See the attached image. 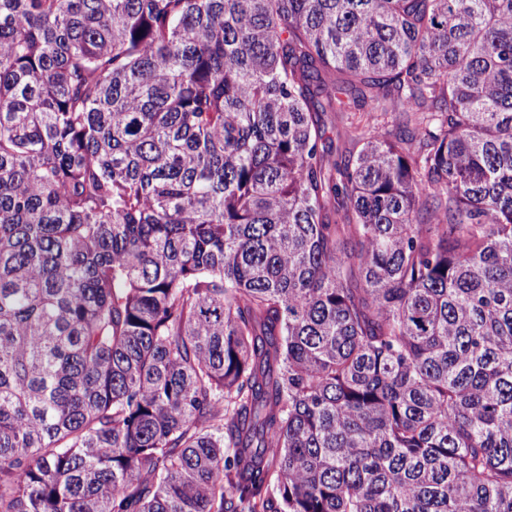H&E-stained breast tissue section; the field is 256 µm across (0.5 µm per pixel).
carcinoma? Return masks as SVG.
I'll list each match as a JSON object with an SVG mask.
<instances>
[{"instance_id":"carcinoma-1","label":"carcinoma","mask_w":512,"mask_h":512,"mask_svg":"<svg viewBox=\"0 0 512 512\" xmlns=\"http://www.w3.org/2000/svg\"><path fill=\"white\" fill-rule=\"evenodd\" d=\"M0 512H512V0H0Z\"/></svg>"}]
</instances>
